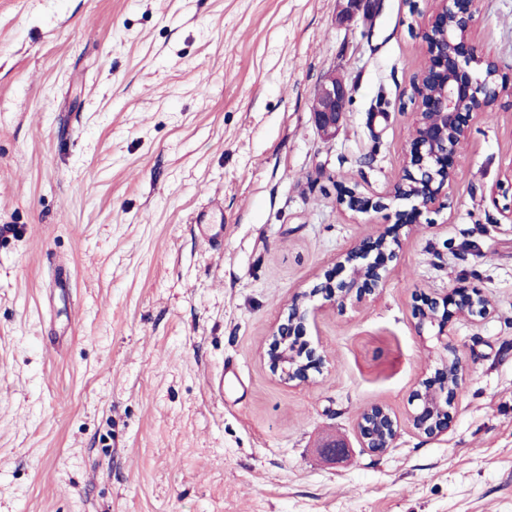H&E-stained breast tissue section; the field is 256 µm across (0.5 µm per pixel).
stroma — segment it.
Here are the masks:
<instances>
[{
  "label": "stroma",
  "instance_id": "1",
  "mask_svg": "<svg viewBox=\"0 0 512 512\" xmlns=\"http://www.w3.org/2000/svg\"><path fill=\"white\" fill-rule=\"evenodd\" d=\"M430 8L0 0V512H512V109L477 120L415 226L400 201L338 203L403 167ZM473 30L512 82V0H480ZM332 74L350 98L327 139ZM387 229L375 299L311 302L323 369L281 382L263 352L293 296ZM461 280L493 312L455 323L462 391L427 438L410 398L438 355L414 312ZM374 404L399 424L381 456L357 434ZM349 93L346 83L336 76L330 77L319 88L314 101L313 117L316 127L324 136H335L346 112ZM196 224L201 239L210 246L218 245V238L224 236L222 224H214L211 220V213L208 210L199 211L193 221Z\"/></svg>",
  "mask_w": 512,
  "mask_h": 512
}]
</instances>
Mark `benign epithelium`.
Masks as SVG:
<instances>
[{
	"label": "benign epithelium",
	"instance_id": "obj_1",
	"mask_svg": "<svg viewBox=\"0 0 512 512\" xmlns=\"http://www.w3.org/2000/svg\"><path fill=\"white\" fill-rule=\"evenodd\" d=\"M433 8L424 24L425 57L418 71L420 83L435 86L430 96H421L408 141L405 161L389 195L367 197L351 187L340 189L339 204L355 213L383 210L388 201L401 200L410 209L398 213V223L414 224L423 211L433 208L443 189L455 176L456 158L468 141L474 122L495 107H509L512 91L489 85L473 76L471 64L482 58L472 38L471 25L477 0H432ZM349 88L336 77L319 88L313 106L314 122L326 137L340 127ZM398 242L386 235L355 242L340 256L339 266L347 278L338 282L329 273L310 291L292 298L284 320L271 336L266 351L271 372L290 384H304L311 373L320 372L325 357L302 340L308 314L306 301L321 297L326 303L344 307L352 301L364 304L377 294L386 279L388 263L397 256ZM491 314L489 300L482 289L461 284L432 298L415 310L419 334L429 333L442 351L434 376L423 381V388L412 397L410 415L413 429L430 438L448 433L451 408L457 398L448 382V366H454L456 380L463 375V360L448 340L453 322L485 319ZM358 431L363 447L375 454L390 448L398 433L397 421L383 406L374 405L358 416Z\"/></svg>",
	"mask_w": 512,
	"mask_h": 512
}]
</instances>
